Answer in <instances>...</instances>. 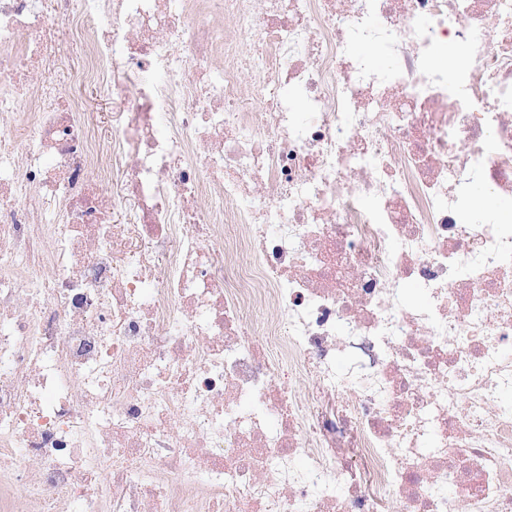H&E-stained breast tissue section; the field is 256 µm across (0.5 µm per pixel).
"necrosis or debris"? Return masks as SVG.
<instances>
[{
    "label": "necrosis or debris",
    "mask_w": 512,
    "mask_h": 512,
    "mask_svg": "<svg viewBox=\"0 0 512 512\" xmlns=\"http://www.w3.org/2000/svg\"><path fill=\"white\" fill-rule=\"evenodd\" d=\"M477 185L512 0H0V512H512ZM83 98L90 112L99 113L100 132L108 135L112 132L113 112L112 94L103 92L94 86H86L81 89Z\"/></svg>",
    "instance_id": "necrosis-or-debris-1"
}]
</instances>
